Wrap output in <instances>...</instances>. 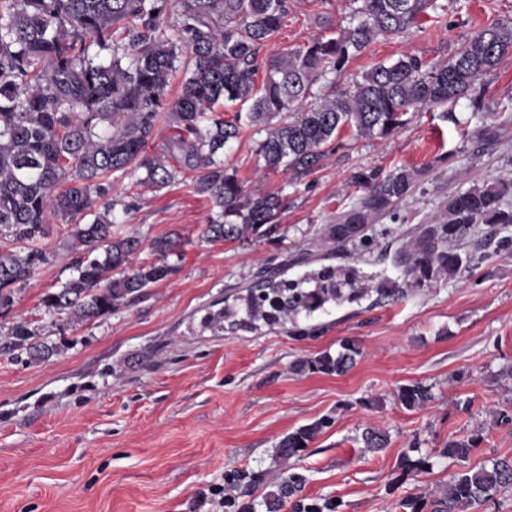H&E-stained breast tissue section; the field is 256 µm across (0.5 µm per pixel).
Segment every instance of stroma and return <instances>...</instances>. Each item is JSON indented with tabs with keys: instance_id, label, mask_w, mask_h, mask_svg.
<instances>
[{
	"instance_id": "1",
	"label": "stroma",
	"mask_w": 512,
	"mask_h": 512,
	"mask_svg": "<svg viewBox=\"0 0 512 512\" xmlns=\"http://www.w3.org/2000/svg\"><path fill=\"white\" fill-rule=\"evenodd\" d=\"M290 3L260 59L334 36L354 8L353 0ZM436 3L408 34L375 39L337 88L409 52L447 60L477 30L512 17V0ZM481 87V109L460 98L450 121L434 107L408 113L384 140L344 130L323 168L298 183L265 172L262 136L244 130L225 148V168L245 190L288 202L276 230L257 239L205 240L211 206L184 180L155 190L115 178L111 194L130 210L112 231L142 240L134 264L154 262L155 238L177 232L186 245L174 274L91 323L42 303L70 278L76 256L66 225L50 224L33 277L0 307V512H206L198 495L225 474L256 473L248 493L259 501L289 466L307 478L303 496L339 501L338 512H402L403 497L434 500L455 473L512 457V430L496 422L512 416V226L488 244L477 228L462 246L482 243L481 259L450 281L411 286L404 261L450 194L512 176V54ZM399 167L422 171L413 194L361 242H328L327 225L361 196L353 175ZM323 278L362 294L247 330L217 318L226 308L242 315L245 297L266 283ZM21 321L56 353L31 359L12 335ZM346 339L362 351L348 372L292 371ZM415 382L432 386L435 400L408 410L397 392ZM319 419L329 425L301 456L278 458L284 434ZM369 425L388 433L385 451L364 452ZM477 430L468 459L443 457L446 443ZM414 444L429 469H399Z\"/></svg>"
}]
</instances>
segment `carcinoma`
I'll use <instances>...</instances> for the list:
<instances>
[{
    "label": "carcinoma",
    "instance_id": "carcinoma-1",
    "mask_svg": "<svg viewBox=\"0 0 512 512\" xmlns=\"http://www.w3.org/2000/svg\"><path fill=\"white\" fill-rule=\"evenodd\" d=\"M336 35L316 38L265 62L266 77L255 83L262 45L282 26L288 0H0V235L15 250L0 253V306L12 303V286L30 279L42 258L41 241L50 221L68 227L72 248L83 257L62 288L48 292L45 308L84 324L137 298L149 285L175 272L170 258L181 255L178 233L155 239L157 260L129 266L142 245L117 236L118 200L112 178L144 172L137 183L164 188L179 170L191 191L206 198L212 214L209 240L241 241L270 232L286 208L279 193H248L237 173L224 168L223 152L241 135V120L265 132L259 155L267 171L298 181L323 167L340 132L385 139L409 111L446 107L462 97L478 104L477 85L512 53V19L488 25L469 37L445 62L404 55L380 63L345 90L308 103L312 87L341 76L351 60L379 36H403L435 7L433 0H359ZM182 73L180 93L170 81ZM248 105L224 119V106ZM177 130L162 153L147 152L160 120ZM181 166L177 170L171 162ZM421 172L397 168L385 175L360 172L353 182L358 203L329 225L338 244L363 240L367 224L409 196ZM512 226V177L498 178L448 196L444 211L425 225L408 257L411 284L450 281L473 266L459 248L473 229ZM361 292L335 285L270 288L250 296V319L293 320L329 302ZM361 355L346 339L336 354L326 351L294 365L298 372L343 374ZM434 400L432 387L403 386L398 403L409 410ZM327 426L323 419L281 438L280 455L298 457ZM480 436L452 441L442 455L469 457ZM364 448L378 453L388 434L373 426L362 432ZM255 475L236 470L224 478V512H256L239 488ZM306 477L288 469L264 502L279 512H335L301 495ZM512 487V458H499L456 473L432 512H474L503 488Z\"/></svg>",
    "mask_w": 512,
    "mask_h": 512
}]
</instances>
